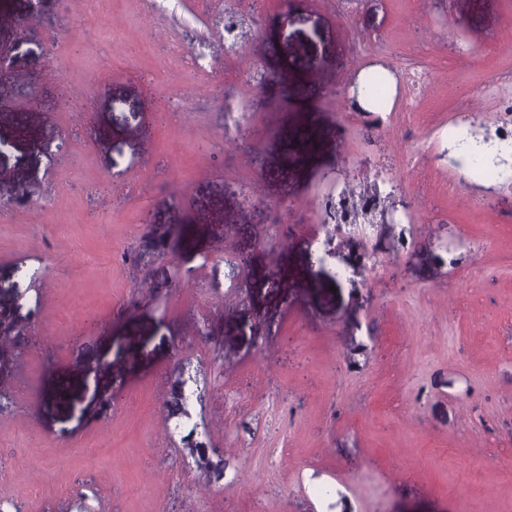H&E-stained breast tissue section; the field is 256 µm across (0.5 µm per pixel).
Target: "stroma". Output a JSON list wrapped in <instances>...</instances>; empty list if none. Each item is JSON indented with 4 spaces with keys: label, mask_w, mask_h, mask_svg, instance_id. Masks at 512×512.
Returning <instances> with one entry per match:
<instances>
[{
    "label": "stroma",
    "mask_w": 512,
    "mask_h": 512,
    "mask_svg": "<svg viewBox=\"0 0 512 512\" xmlns=\"http://www.w3.org/2000/svg\"><path fill=\"white\" fill-rule=\"evenodd\" d=\"M249 9L0 0V512H512V188L448 137L512 104V0H264L227 50ZM328 170L415 203L354 285Z\"/></svg>",
    "instance_id": "1"
}]
</instances>
